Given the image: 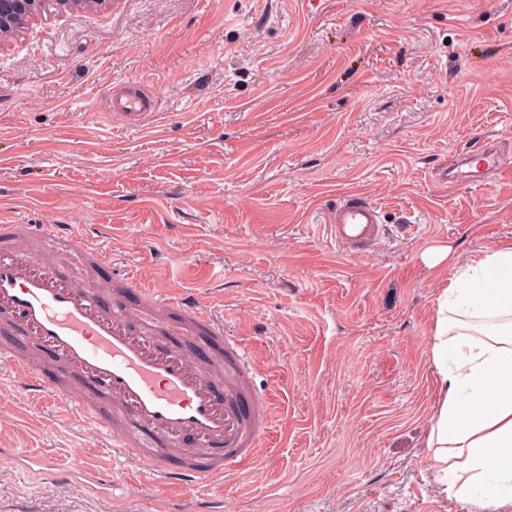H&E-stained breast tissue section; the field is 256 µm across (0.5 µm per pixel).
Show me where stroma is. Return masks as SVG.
<instances>
[{"label": "stroma", "mask_w": 512, "mask_h": 512, "mask_svg": "<svg viewBox=\"0 0 512 512\" xmlns=\"http://www.w3.org/2000/svg\"><path fill=\"white\" fill-rule=\"evenodd\" d=\"M122 85L144 129L112 121ZM481 137L512 150V0H112L0 52V224L104 241L102 289L144 276L244 338L276 412L259 462L199 489L220 512H480L425 442L437 299L512 244V176L448 183ZM350 192L385 226L365 254L327 222ZM108 444L0 366V512L181 496ZM76 448L111 488L62 478ZM112 112V120L121 119L133 125H144L149 118L157 114L152 100L130 92L112 100Z\"/></svg>", "instance_id": "obj_1"}]
</instances>
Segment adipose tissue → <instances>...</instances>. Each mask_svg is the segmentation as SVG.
<instances>
[{
	"label": "adipose tissue",
	"mask_w": 512,
	"mask_h": 512,
	"mask_svg": "<svg viewBox=\"0 0 512 512\" xmlns=\"http://www.w3.org/2000/svg\"><path fill=\"white\" fill-rule=\"evenodd\" d=\"M439 403L426 446L446 491L512 512V246L473 258L438 298Z\"/></svg>",
	"instance_id": "adipose-tissue-1"
}]
</instances>
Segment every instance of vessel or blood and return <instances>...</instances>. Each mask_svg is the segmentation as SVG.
<instances>
[{"label":"vessel or blood","instance_id":"obj_1","mask_svg":"<svg viewBox=\"0 0 512 512\" xmlns=\"http://www.w3.org/2000/svg\"><path fill=\"white\" fill-rule=\"evenodd\" d=\"M154 114L152 100L136 93L112 101L113 118L135 125ZM491 171L510 172L512 163L501 147L477 141L463 177L479 187ZM330 224L337 245L350 252L370 249L383 232L378 208L356 195L336 207ZM19 237L62 247L90 267L110 265L112 252L46 224H0V314L8 317L0 327L20 348L48 351L63 376L85 384L115 452L149 462L160 490L213 486L255 462L271 404L254 388L243 339L228 335L208 305L191 295L171 301L138 278L126 279L127 296H106L15 248ZM171 317L197 339L199 353L159 342ZM0 358L29 397L60 398L57 384L24 359L7 351Z\"/></svg>","mask_w":512,"mask_h":512}]
</instances>
